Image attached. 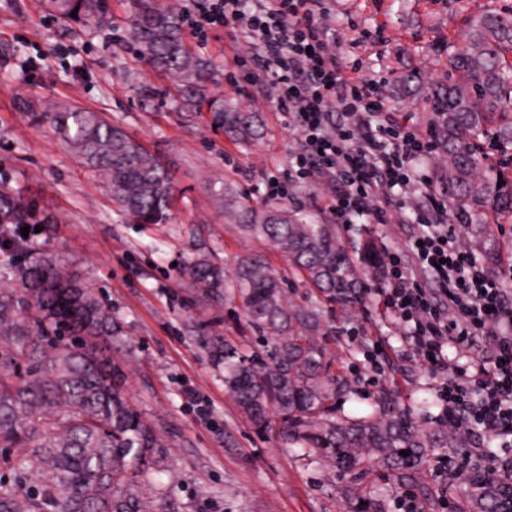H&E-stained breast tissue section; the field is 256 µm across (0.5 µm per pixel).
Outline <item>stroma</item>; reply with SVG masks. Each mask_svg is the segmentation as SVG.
I'll return each instance as SVG.
<instances>
[{
    "label": "stroma",
    "mask_w": 512,
    "mask_h": 512,
    "mask_svg": "<svg viewBox=\"0 0 512 512\" xmlns=\"http://www.w3.org/2000/svg\"><path fill=\"white\" fill-rule=\"evenodd\" d=\"M509 3L326 0L325 25L346 62L365 78L383 81L388 111L424 128L436 119L425 90L446 79L449 33L466 17ZM104 5L102 23L65 27L41 10L39 0H0V43L20 48L0 66V176L52 203L59 221L42 226L38 240L48 241L76 274L94 280L112 308L118 325L112 358L124 370L130 403L159 438L153 483L142 494L149 502L165 499L177 512H345V482L336 471L306 464L295 449L251 423L226 391L208 344L228 339L245 351L256 344L239 303L199 297L182 273L199 247L227 263L256 254L276 269L286 266L270 245L238 233L212 197V184L227 182L258 205L295 208L337 224L318 206L330 184L289 180L294 142L288 118L235 66V56L252 50L241 35L222 28L203 37L183 31L187 45L215 64L216 93L258 113L263 134L247 147L211 128L207 115L178 111L168 75L130 39L129 0ZM21 94L64 100L125 127L162 161L179 192L169 223H125L99 177L16 109ZM272 175L287 180V195L266 194ZM337 226L347 248L368 236L383 253L405 250L419 230L409 205L385 224L355 217ZM454 229L461 250L496 261L512 255L511 220ZM378 286L366 280L362 305L334 313L336 333L326 347L336 358L334 372L355 391L337 404L340 414L384 391L415 410L441 381L415 354L398 320L378 311ZM424 483L429 494L419 499L423 512H449L469 492L464 470L450 476L432 467Z\"/></svg>",
    "instance_id": "1"
}]
</instances>
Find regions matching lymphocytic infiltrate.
Masks as SVG:
<instances>
[{"mask_svg":"<svg viewBox=\"0 0 512 512\" xmlns=\"http://www.w3.org/2000/svg\"><path fill=\"white\" fill-rule=\"evenodd\" d=\"M323 0H196L191 19L199 34L243 31L256 47L236 65L263 73L266 92L288 117L299 147L298 179L330 178L325 206L342 222L352 216L387 221L385 191L405 188L417 161L434 149L432 130H410L388 113L378 81L349 74L334 39L320 22ZM417 204L420 232L407 252L387 257L381 290L386 309L410 329L415 352L433 372L441 423H466L498 440L494 471H512V267H490L460 251L448 223L443 192L424 180ZM497 341L492 357L449 368L448 344L473 348Z\"/></svg>","mask_w":512,"mask_h":512,"instance_id":"obj_1","label":"lymphocytic infiltrate"}]
</instances>
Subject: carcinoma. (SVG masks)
<instances>
[{"instance_id": "1", "label": "carcinoma", "mask_w": 512, "mask_h": 512, "mask_svg": "<svg viewBox=\"0 0 512 512\" xmlns=\"http://www.w3.org/2000/svg\"><path fill=\"white\" fill-rule=\"evenodd\" d=\"M130 7V37L170 77L180 110H205L232 141H255L257 116L210 92L212 64L188 47L180 12L157 0H130ZM43 10L62 24H85L100 19L102 0H43ZM448 44V85L427 93L436 140L452 159L438 185L448 194V210L468 221L512 218V178L499 181L501 172L486 165L477 144L484 138L512 154V8L469 17ZM18 107L97 174L129 223L169 219L176 203L170 174L124 127L65 101L24 95ZM215 195L241 233L276 248L312 288L291 303L289 280L260 255L241 257L229 272L200 249L187 266L207 297L240 301L262 338L261 349L249 355L226 341L213 348L224 386L243 413L299 449L301 459L326 462L348 478L350 512H382L378 500L393 489L421 487L430 456L462 455L466 439L441 424L422 427L388 393L363 415L336 416V395L351 388L333 373L322 340L334 333L328 307L363 300L357 265L371 273L380 268L375 244L360 243L354 260L334 224L260 208L224 182ZM52 219L47 201L0 180V459L17 460L14 478L0 479V512H175L165 502L147 507L139 493L159 440L123 396L124 373L105 353L115 331L112 309L91 282L35 240V227ZM376 466L386 469V483L371 495L360 480ZM472 486L457 512H512V481L483 472Z\"/></svg>"}]
</instances>
